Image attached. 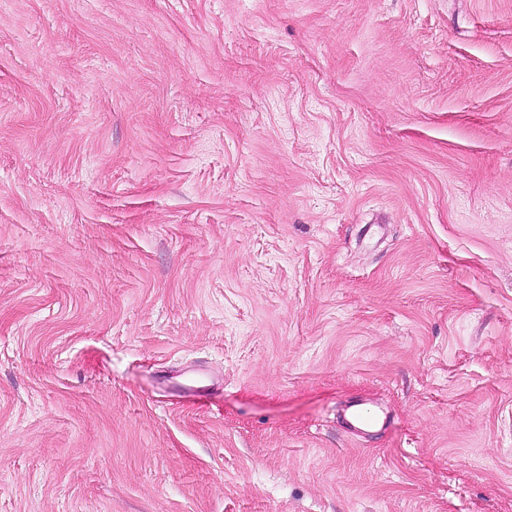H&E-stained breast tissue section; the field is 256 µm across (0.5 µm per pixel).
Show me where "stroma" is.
I'll list each match as a JSON object with an SVG mask.
<instances>
[{"mask_svg":"<svg viewBox=\"0 0 512 512\" xmlns=\"http://www.w3.org/2000/svg\"><path fill=\"white\" fill-rule=\"evenodd\" d=\"M0 512H512V0H0Z\"/></svg>","mask_w":512,"mask_h":512,"instance_id":"obj_1","label":"stroma"}]
</instances>
